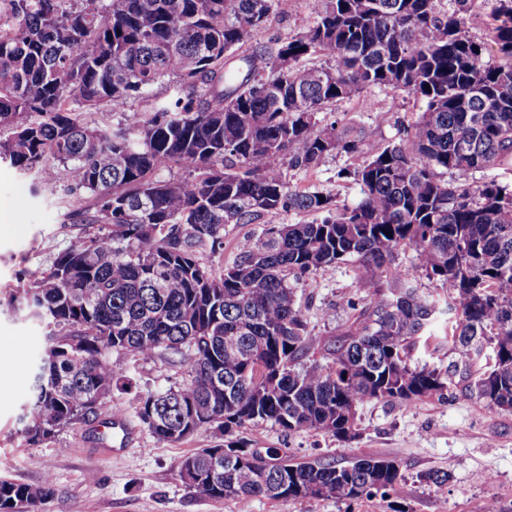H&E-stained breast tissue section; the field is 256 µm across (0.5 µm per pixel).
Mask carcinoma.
<instances>
[{
	"label": "carcinoma",
	"instance_id": "carcinoma-1",
	"mask_svg": "<svg viewBox=\"0 0 512 512\" xmlns=\"http://www.w3.org/2000/svg\"><path fill=\"white\" fill-rule=\"evenodd\" d=\"M281 2L0 0V160L32 174L34 194L62 192L64 223L78 229L20 289L62 330L31 373L30 445L97 414L121 380L114 350L179 356L185 380L144 396L139 419L171 443L223 431L179 466L193 465L196 493L243 505L278 499L285 480L297 490L284 502L392 498L403 477L395 457H263L234 438L240 429L270 422L349 442L362 404L442 396L488 346L471 390L512 412V187L443 178L512 163V0H491L484 41L467 26L472 0H310L301 31L248 45ZM490 46L506 63L486 61ZM314 55L324 60L304 63ZM158 85L172 89L162 102ZM375 87L425 110L399 142L363 152V129L322 113ZM112 112L124 113L112 127L91 119ZM339 151L357 155L336 172L360 185L357 203L291 185L287 170H317ZM174 166L182 173L160 176ZM290 212L315 218L242 239L219 273L201 262L226 225ZM400 249L445 304L393 266ZM349 260L369 303L347 301L356 315L329 364H304L312 337L293 282ZM447 314L454 359L414 363ZM52 486L1 479L0 512H37Z\"/></svg>",
	"mask_w": 512,
	"mask_h": 512
}]
</instances>
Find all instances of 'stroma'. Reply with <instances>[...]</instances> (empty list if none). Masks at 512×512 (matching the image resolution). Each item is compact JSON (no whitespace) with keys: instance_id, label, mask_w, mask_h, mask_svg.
I'll use <instances>...</instances> for the list:
<instances>
[{"instance_id":"35a3bbf8","label":"stroma","mask_w":512,"mask_h":512,"mask_svg":"<svg viewBox=\"0 0 512 512\" xmlns=\"http://www.w3.org/2000/svg\"><path fill=\"white\" fill-rule=\"evenodd\" d=\"M309 16V0H283L279 16L254 39L265 42L294 34ZM423 110V102L389 87L344 104L326 118L362 126L363 148L372 152L398 141ZM354 161L342 152L320 169L292 171L288 178L299 188L329 191L338 204L350 205L359 199L360 188L337 181L336 172ZM62 221L54 195L33 194L30 175L0 165V478L24 484L52 478L54 493L38 512H393L398 505L404 512H483L491 499L500 512H512V412L485 408L470 392L464 371L454 375L443 399L363 404L358 436L349 443L321 433L290 434L270 423L241 432L258 451L275 448L296 462L318 458L344 465L358 455L397 457L404 480L395 501L378 495L347 503H282L259 497L244 507L233 499L191 491L178 476L179 462L222 442L223 436L210 429L172 444L157 440L142 424L137 415L141 398L178 386L185 378L176 357L165 351L150 360L112 352L110 361L122 383L96 418L70 425L41 445H29L20 422L32 398L28 372L42 355L51 328L28 314L19 291L30 287L32 271L47 268L67 247L70 231ZM296 289L313 338L309 356L328 363L323 345L348 326V299L360 302L367 295L357 286L356 264L340 263L331 274L297 282ZM119 412L130 425L132 439L128 450L115 453L112 417ZM433 470L449 474L443 491L420 480Z\"/></svg>"}]
</instances>
